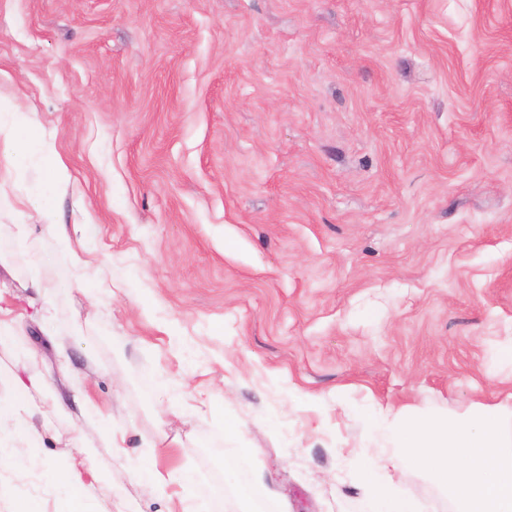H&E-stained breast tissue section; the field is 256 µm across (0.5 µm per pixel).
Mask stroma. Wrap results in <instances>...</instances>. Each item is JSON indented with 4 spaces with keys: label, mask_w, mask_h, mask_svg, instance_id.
Returning <instances> with one entry per match:
<instances>
[{
    "label": "stroma",
    "mask_w": 512,
    "mask_h": 512,
    "mask_svg": "<svg viewBox=\"0 0 512 512\" xmlns=\"http://www.w3.org/2000/svg\"><path fill=\"white\" fill-rule=\"evenodd\" d=\"M1 95L70 179L0 154V366L89 403L34 416L0 512H64L43 471L90 458L91 512H242L259 472L284 512H362L359 466L393 451L365 405L512 391V0H0ZM32 210L45 221L44 228L47 233L59 242H70L68 229L64 224H58L52 208L50 194L38 193L28 198Z\"/></svg>",
    "instance_id": "stroma-1"
}]
</instances>
